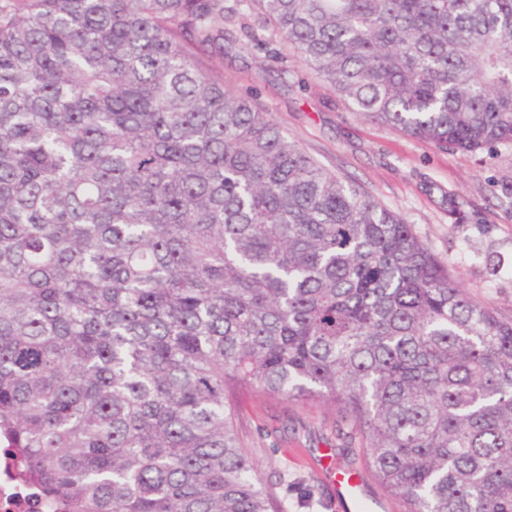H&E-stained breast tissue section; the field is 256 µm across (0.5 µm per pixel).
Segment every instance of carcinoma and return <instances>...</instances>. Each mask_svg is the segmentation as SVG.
I'll return each instance as SVG.
<instances>
[{
  "instance_id": "obj_1",
  "label": "carcinoma",
  "mask_w": 512,
  "mask_h": 512,
  "mask_svg": "<svg viewBox=\"0 0 512 512\" xmlns=\"http://www.w3.org/2000/svg\"><path fill=\"white\" fill-rule=\"evenodd\" d=\"M237 22L371 121L512 144V0H0V448L62 512H287L250 385L336 407L408 512H512V319L224 89Z\"/></svg>"
}]
</instances>
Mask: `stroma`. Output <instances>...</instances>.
Masks as SVG:
<instances>
[{"mask_svg":"<svg viewBox=\"0 0 512 512\" xmlns=\"http://www.w3.org/2000/svg\"><path fill=\"white\" fill-rule=\"evenodd\" d=\"M224 85L253 98L312 158L399 214L474 300L512 317V145L438 149L367 120L292 55L224 57ZM237 422L265 483L288 512H353L335 478L357 474L381 512H405L362 455L366 440L319 401L241 393Z\"/></svg>","mask_w":512,"mask_h":512,"instance_id":"1","label":"stroma"}]
</instances>
